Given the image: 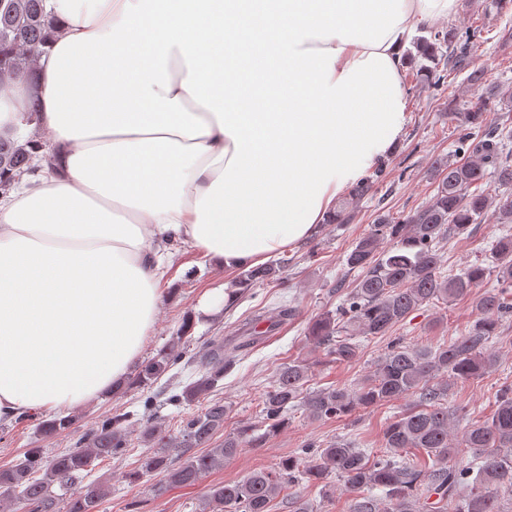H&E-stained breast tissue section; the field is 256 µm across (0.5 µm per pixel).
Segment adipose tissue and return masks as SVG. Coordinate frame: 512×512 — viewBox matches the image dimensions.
<instances>
[{"label": "adipose tissue", "mask_w": 512, "mask_h": 512, "mask_svg": "<svg viewBox=\"0 0 512 512\" xmlns=\"http://www.w3.org/2000/svg\"><path fill=\"white\" fill-rule=\"evenodd\" d=\"M44 0L30 98L55 173L0 199V423L124 380L162 304L159 247L252 267L307 240L409 120L414 20L457 0ZM243 44L225 55L228 42Z\"/></svg>", "instance_id": "obj_1"}]
</instances>
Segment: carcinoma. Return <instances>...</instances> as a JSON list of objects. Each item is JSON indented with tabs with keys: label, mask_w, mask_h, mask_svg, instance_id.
Masks as SVG:
<instances>
[{
	"label": "carcinoma",
	"mask_w": 512,
	"mask_h": 512,
	"mask_svg": "<svg viewBox=\"0 0 512 512\" xmlns=\"http://www.w3.org/2000/svg\"><path fill=\"white\" fill-rule=\"evenodd\" d=\"M0 10V88L25 75L33 61L53 38V25L44 10V0H9ZM479 27L461 30L453 25L435 29L413 42L414 50L403 65L415 78L437 88L445 75L467 73V82L478 90L485 82V68L477 67L471 48L481 41ZM460 120L463 134L452 156L441 155L431 165L436 194L421 209L393 220L381 215L368 234L347 252L345 265L362 272L349 293L339 316L315 320L307 339L323 349L325 362L342 364L357 355L359 339L385 337L412 311L425 303L472 297L475 318L467 332L435 348H410L395 338L373 374L357 388L326 387L303 393L309 367L299 361L283 364L272 389L262 401L261 425L244 426L213 444L224 429L229 409L224 402L209 401L189 417L176 434H171L148 417L142 436L149 445L136 469L126 475L131 482L159 478L157 490L192 486L206 474L224 466L239 448L255 440L254 433L278 431L288 411L299 406L314 419L341 417L357 407L383 405L418 395V400L395 416L383 433L384 451L371 456L342 439L324 448L306 447L304 455L282 459L273 469L258 470L246 479L214 483L206 491L203 512H270L271 501L285 485L322 483L334 474L345 491L355 494L350 512H416L414 505L423 494L435 495L434 512H509L512 504V384L504 383L496 396L494 410L485 420L467 423L462 455L450 438L445 388L430 381L464 382L497 362L489 350L499 318L512 313V235L500 236L492 250L498 260L494 268L473 264L459 275L441 272V243L456 232L479 224L495 208L501 222H512V154L506 151L512 132L488 125L482 102L468 112H450ZM42 150L38 155L34 149ZM40 156L46 170H53L54 147L30 136L22 139L10 128L0 130V193L9 192L14 182L32 172L33 157ZM494 180L497 192L481 190ZM381 176L367 178L349 191L357 201L375 190ZM389 247L381 246L383 240ZM292 259L242 270L232 287L240 291L256 283L275 280ZM498 286L476 292L490 273ZM191 319H186L176 336L112 393L130 387L148 389L171 367L182 361L189 346ZM221 370H207L173 402H192L208 395ZM129 416L114 414L88 433L82 445L47 461L39 448L31 449L20 462L0 470V495L12 512H99L103 492L89 485L75 489L83 473L102 458L122 454L128 445ZM72 418L45 421L41 434L52 436L67 430ZM173 448H205L178 466L170 464ZM425 457L410 459L415 453ZM382 491L378 496L374 490Z\"/></svg>",
	"instance_id": "obj_1"
}]
</instances>
